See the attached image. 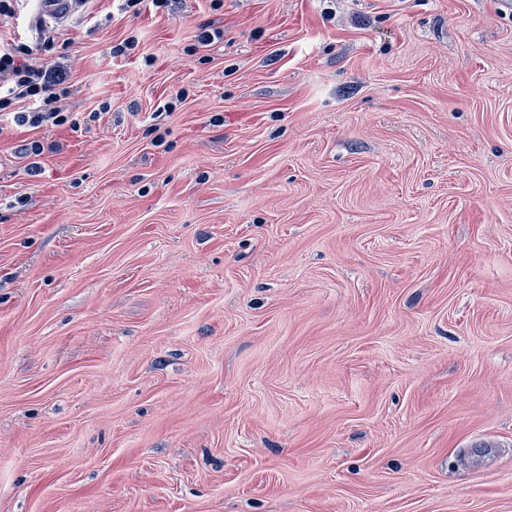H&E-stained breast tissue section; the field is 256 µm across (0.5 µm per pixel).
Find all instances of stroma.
Instances as JSON below:
<instances>
[{
    "mask_svg": "<svg viewBox=\"0 0 512 512\" xmlns=\"http://www.w3.org/2000/svg\"><path fill=\"white\" fill-rule=\"evenodd\" d=\"M62 32L86 126L0 123V512H512V14Z\"/></svg>",
    "mask_w": 512,
    "mask_h": 512,
    "instance_id": "obj_1",
    "label": "stroma"
}]
</instances>
